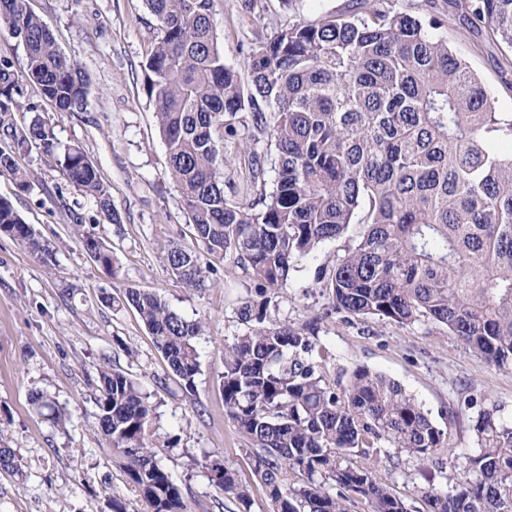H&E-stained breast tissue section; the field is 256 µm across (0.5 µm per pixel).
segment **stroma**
Wrapping results in <instances>:
<instances>
[{"label":"stroma","mask_w":512,"mask_h":512,"mask_svg":"<svg viewBox=\"0 0 512 512\" xmlns=\"http://www.w3.org/2000/svg\"><path fill=\"white\" fill-rule=\"evenodd\" d=\"M352 0H215L214 27L227 66L243 71L257 41L300 21L347 10ZM419 16L442 15V35L491 89L496 111L512 113L511 50L492 40L484 26L459 19L451 0H398ZM50 27L62 52L89 81L85 111L61 114L43 100L33 83L22 85L23 102L37 104L61 144L83 146L111 193L121 221L108 223L94 199L67 182L54 159L36 148L18 152L30 186L18 187L0 171V198L49 247L32 255L0 235V443L10 448L22 474L0 471V512H144L134 487L112 463V452L94 431L98 371L118 368L140 383L156 408L154 426L173 447L156 457L183 488L190 512H239L212 485L202 466L215 453L251 486L250 512H274L252 472L246 441L224 414L219 380L227 346L241 331L237 311L248 296L250 278L229 255L216 264L204 288L183 285L160 253L161 244L197 248L181 192L167 173V150L154 106L143 91V66L153 33L144 0H27ZM236 137L224 143V190L245 192L246 158L238 140H263L250 112H242ZM81 218L112 251L105 272L73 235ZM363 227L295 258L280 293L276 319L316 323L313 362L328 379H347L364 366L397 381L414 396L454 445L474 444L480 410L495 406L512 418V370L476 355L445 327L432 322L401 325L343 313L324 315L327 299L316 283L319 268L332 267L360 238ZM125 287L158 292L190 320H204L197 340L200 370L193 387L170 370L135 310L104 306L101 296ZM40 392L68 413L57 424L36 413L32 393ZM457 462L448 452L417 464L394 453L378 476L418 505L416 489L452 486Z\"/></svg>","instance_id":"1"}]
</instances>
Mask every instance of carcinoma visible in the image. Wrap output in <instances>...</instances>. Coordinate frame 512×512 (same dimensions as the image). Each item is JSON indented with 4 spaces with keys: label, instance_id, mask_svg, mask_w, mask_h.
Masks as SVG:
<instances>
[{
    "label": "carcinoma",
    "instance_id": "obj_1",
    "mask_svg": "<svg viewBox=\"0 0 512 512\" xmlns=\"http://www.w3.org/2000/svg\"><path fill=\"white\" fill-rule=\"evenodd\" d=\"M156 38L143 90L178 184L197 252L177 242L164 260L189 288L214 273L213 259L236 256L250 274L243 330L228 345L220 389L224 413L249 444L254 474L276 512H347L354 496L371 512H408L407 502L375 467L387 447L424 463L453 449L447 431L395 380L357 367L342 387L312 362L314 329L273 318L293 259L364 225L358 243L325 278L326 314L407 325L432 321L488 363L512 367V113L495 112L484 84L436 34L444 22L390 3L352 0L343 12L301 21L250 49L249 87L224 64L213 27L214 0H146ZM469 20L512 48V0H463ZM0 25L24 46V78L59 113L86 108L89 84L59 49L48 24L26 0H0ZM19 79L0 63V170L29 187L15 148L38 147L66 179L92 197L99 214L120 223L111 194L80 145L63 146L38 105H23ZM251 110L273 152L256 144L247 186L251 202L224 192L221 151ZM29 112L22 127L14 113ZM277 174L266 189L265 162ZM0 233L37 256L49 253L10 201L0 198ZM73 234L105 270L112 251L84 224ZM109 307L139 314L174 375L192 387L196 339L205 322L188 321L157 292L125 288L104 295ZM38 413H62L42 393ZM96 431L113 462L140 494L146 512H187L181 487L156 459L155 408L126 373H99ZM475 444L456 454L457 482L418 491L421 512H512V420L495 407L474 425ZM358 456L363 463L349 460ZM209 482L250 512V486L219 455L205 457ZM299 476L292 481L288 473Z\"/></svg>",
    "mask_w": 512,
    "mask_h": 512
}]
</instances>
